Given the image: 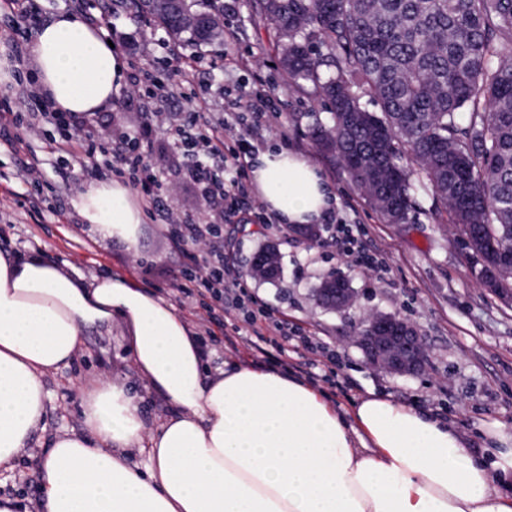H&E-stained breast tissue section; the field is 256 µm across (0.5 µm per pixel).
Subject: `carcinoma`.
Returning a JSON list of instances; mask_svg holds the SVG:
<instances>
[{"instance_id":"1","label":"carcinoma","mask_w":512,"mask_h":512,"mask_svg":"<svg viewBox=\"0 0 512 512\" xmlns=\"http://www.w3.org/2000/svg\"><path fill=\"white\" fill-rule=\"evenodd\" d=\"M135 7L195 48L224 21L219 0ZM254 9L273 47L288 51L289 81L319 90L331 124L314 140L358 188L391 200L405 222L422 178L455 230L473 224L512 249V0H254Z\"/></svg>"}]
</instances>
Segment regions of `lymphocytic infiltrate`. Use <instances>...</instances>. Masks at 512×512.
I'll use <instances>...</instances> for the list:
<instances>
[{
  "label": "lymphocytic infiltrate",
  "mask_w": 512,
  "mask_h": 512,
  "mask_svg": "<svg viewBox=\"0 0 512 512\" xmlns=\"http://www.w3.org/2000/svg\"><path fill=\"white\" fill-rule=\"evenodd\" d=\"M134 84H155L153 122L135 129H116L112 138L113 161L128 165L134 172L132 181L147 210L158 208L162 184L153 163L144 160L141 150L151 144L156 133L167 134L180 147L181 171L201 187L207 216L196 219L170 208L164 219L170 226L171 250L182 260L183 283L174 285V300L180 309L196 312L204 309V326L223 328L224 321L237 311H244L243 326L235 327L225 341L231 350L246 348L253 355H266L268 337H276L277 348H284L297 334L287 318L265 322L253 312H245L243 277L226 251L223 227L237 222L248 224L262 203L252 179L253 159L264 149L269 135L287 139L288 128L271 127L269 113L277 111L275 86L246 90L234 84L224 88L230 108L222 116L207 111L205 100L175 96L159 84L147 69L133 74ZM58 127L62 138L57 144L82 170L99 173L100 162L83 148L98 131L86 117L72 112H57L44 107L31 112L27 123H20L13 110L0 113V147L16 149L23 135H37L45 125Z\"/></svg>",
  "instance_id": "f902f5d3"
}]
</instances>
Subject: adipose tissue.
Masks as SVG:
<instances>
[{"label": "adipose tissue", "instance_id": "adipose-tissue-1", "mask_svg": "<svg viewBox=\"0 0 512 512\" xmlns=\"http://www.w3.org/2000/svg\"><path fill=\"white\" fill-rule=\"evenodd\" d=\"M41 97L60 112L111 108L124 58L103 32L63 12L36 31ZM253 176L283 224H315L334 195L316 166L266 151ZM77 206L104 236L136 248L142 211L112 180ZM121 318L137 373L169 405L155 427L123 386H91L81 431L56 434L41 463V512H512L446 421L372 393L339 413L304 379L232 364L204 376L189 324L119 275L73 276L36 254L0 253V467L45 415V376L84 332Z\"/></svg>", "mask_w": 512, "mask_h": 512}]
</instances>
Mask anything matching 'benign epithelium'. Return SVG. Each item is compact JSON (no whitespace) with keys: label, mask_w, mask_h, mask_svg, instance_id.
<instances>
[{"label":"benign epithelium","mask_w":512,"mask_h":512,"mask_svg":"<svg viewBox=\"0 0 512 512\" xmlns=\"http://www.w3.org/2000/svg\"><path fill=\"white\" fill-rule=\"evenodd\" d=\"M490 254V261L480 264L477 272L483 287L498 294L504 302L512 303V291L503 287L504 274L512 271V253L505 255L492 242L479 243ZM277 251L271 247L253 271L259 278L276 273ZM318 304L328 308H344L355 303L356 293L345 279H328L314 289ZM355 342L365 360L378 370L391 375L414 376L425 370L429 355L413 324L399 314L369 315L356 329Z\"/></svg>","instance_id":"benign-epithelium-1"}]
</instances>
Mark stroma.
I'll return each instance as SVG.
<instances>
[{
    "mask_svg": "<svg viewBox=\"0 0 512 512\" xmlns=\"http://www.w3.org/2000/svg\"><path fill=\"white\" fill-rule=\"evenodd\" d=\"M225 2L234 8V21L247 35L237 44L218 39L197 49L199 76L193 83H184L177 74L175 60L159 45L167 34L153 20L121 14L112 20V40L121 45L134 68L150 66L174 92L207 99L217 111L222 108L226 83L251 79L249 72L232 66V59H258L264 73L275 77L282 99L281 113L271 118V125L287 126L289 148H300L320 168L336 193L340 218L361 225L360 238L367 250L385 261L383 269L368 270L332 244L312 243L299 234L283 236L276 224H228L224 233L235 240L238 267H245L254 253L268 246L281 254L280 279L274 283L248 279L249 293L259 306L287 314L304 334L333 353V360L319 362L312 379L330 403L345 408L368 392L383 393L443 417L458 430L467 448L484 453L497 426L512 428V306L481 287L472 256L451 230L450 212L430 191L416 187L407 222L389 223L343 168L318 152L311 133L330 122L318 91L312 84L297 86L284 77L277 49L269 46L265 30L254 25L251 0ZM145 118V113L121 99L112 109L100 112L93 119L99 130L92 144L96 155H103L117 125L136 126ZM44 133V139L33 143L43 160L38 181L27 180L20 172L25 152L0 150V212L9 218L8 223L0 222V252L38 253L88 278L122 275L152 293L183 282V267L158 220L144 216L139 246L131 251L102 238L78 217L74 198L95 179L80 168H64L59 153L48 144L57 137V130L48 126ZM155 151L162 157L159 177L170 190L172 205L189 213L204 212L196 186L178 174L182 165L178 147L161 139ZM64 174L69 177L71 197L63 201L57 185ZM34 199L39 202L35 212L30 209ZM335 276L349 280L354 288L357 299L352 307L331 310L315 303L314 288ZM397 312L410 319L429 352L426 370L416 376L374 370L352 341L354 328L364 316ZM128 346L122 322L113 320L110 326L88 330L74 361L46 375L43 428L19 451L13 469L0 471V494L21 502L24 512H37L44 448L57 432L82 429L88 384L126 386L138 396L149 423L168 414V405L136 374Z\"/></svg>",
    "mask_w": 512,
    "mask_h": 512,
    "instance_id": "obj_1",
    "label": "stroma"
}]
</instances>
